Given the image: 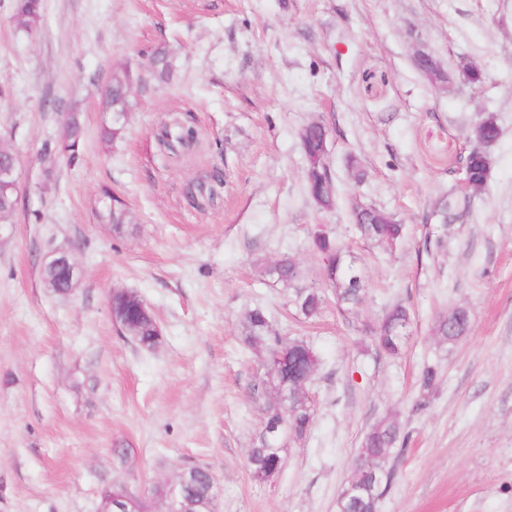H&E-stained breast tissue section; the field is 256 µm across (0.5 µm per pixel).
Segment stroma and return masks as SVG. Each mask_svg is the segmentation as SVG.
<instances>
[{
  "instance_id": "obj_1",
  "label": "stroma",
  "mask_w": 512,
  "mask_h": 512,
  "mask_svg": "<svg viewBox=\"0 0 512 512\" xmlns=\"http://www.w3.org/2000/svg\"><path fill=\"white\" fill-rule=\"evenodd\" d=\"M11 14L0 0V147L19 173L0 223V512H99L113 487L166 512L157 488L193 465L213 470L217 512H336L388 415L409 440L379 512H512V0H43L31 34ZM161 47L170 79L132 87L125 134L105 145L113 68ZM421 50L446 84L416 68ZM465 64L481 85L460 80ZM70 111L83 125L74 166L43 151ZM488 116L501 129L490 176L464 221L445 224L442 200L462 198L448 161ZM314 121L330 131L329 210L307 192L300 132ZM182 123L198 140L170 150L161 133ZM215 169L213 197L199 185ZM108 192L127 203L125 233ZM356 201L406 224L405 238L364 239ZM320 228L358 258L366 295L352 311L328 296L307 321L265 269L286 253L301 286L324 287ZM56 250L79 270L66 295L41 276ZM116 288L151 308L154 349L113 321ZM398 302L412 334L388 357L370 332ZM256 307L320 358L313 422L268 481L247 467L263 365L240 322ZM457 308L470 329L441 343L434 325ZM428 364L438 378L419 410Z\"/></svg>"
}]
</instances>
